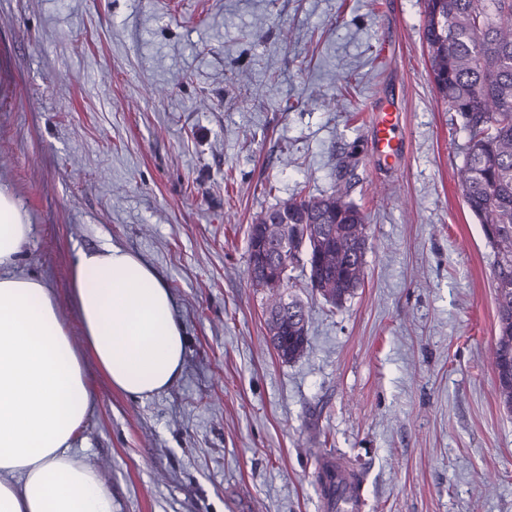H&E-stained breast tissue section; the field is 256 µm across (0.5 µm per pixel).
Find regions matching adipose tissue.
<instances>
[{"instance_id":"obj_1","label":"adipose tissue","mask_w":512,"mask_h":512,"mask_svg":"<svg viewBox=\"0 0 512 512\" xmlns=\"http://www.w3.org/2000/svg\"><path fill=\"white\" fill-rule=\"evenodd\" d=\"M29 228L0 194V512H112L96 468L74 449L94 394L91 357L113 389L147 398L168 389L186 356L172 293L142 259L105 246L79 254L76 348L43 282L15 275Z\"/></svg>"}]
</instances>
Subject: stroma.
<instances>
[{
	"instance_id": "obj_1",
	"label": "stroma",
	"mask_w": 512,
	"mask_h": 512,
	"mask_svg": "<svg viewBox=\"0 0 512 512\" xmlns=\"http://www.w3.org/2000/svg\"><path fill=\"white\" fill-rule=\"evenodd\" d=\"M422 0H0V192L31 227L75 345L77 255L116 245L168 285L178 379L135 399L94 361L76 446L112 512H326L331 453L364 512H512V415L496 396L494 254L466 208V134L439 96ZM404 115L393 165L369 110ZM366 215L365 280L308 290L285 362L248 228L336 187Z\"/></svg>"
}]
</instances>
